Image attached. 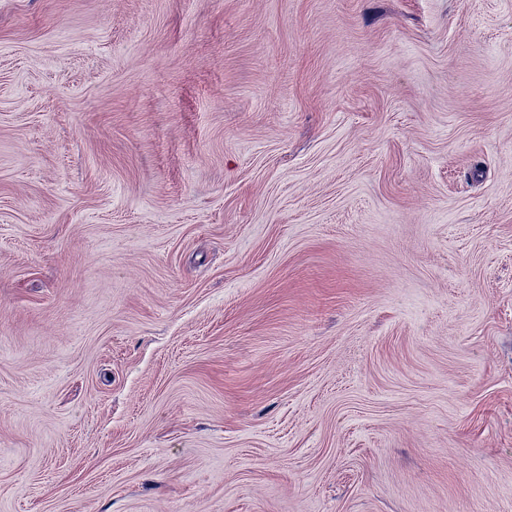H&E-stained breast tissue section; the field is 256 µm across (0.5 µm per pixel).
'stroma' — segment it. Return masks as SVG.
<instances>
[{
    "label": "stroma",
    "mask_w": 512,
    "mask_h": 512,
    "mask_svg": "<svg viewBox=\"0 0 512 512\" xmlns=\"http://www.w3.org/2000/svg\"><path fill=\"white\" fill-rule=\"evenodd\" d=\"M0 512H512V0H0Z\"/></svg>",
    "instance_id": "obj_1"
}]
</instances>
